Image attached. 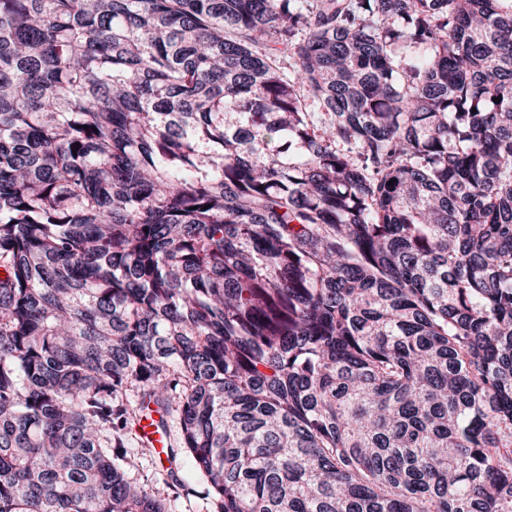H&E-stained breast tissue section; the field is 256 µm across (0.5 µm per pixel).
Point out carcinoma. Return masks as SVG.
Segmentation results:
<instances>
[{
    "instance_id": "carcinoma-1",
    "label": "carcinoma",
    "mask_w": 512,
    "mask_h": 512,
    "mask_svg": "<svg viewBox=\"0 0 512 512\" xmlns=\"http://www.w3.org/2000/svg\"><path fill=\"white\" fill-rule=\"evenodd\" d=\"M0 269V512H512V0H0ZM167 421L168 417L152 406L138 421L136 434L144 444L153 448L154 455L165 462L167 468H172L176 461L172 457ZM137 435L129 438L123 463L132 481L164 498L169 512H215L204 479L183 460L177 471L168 473L157 458L141 455Z\"/></svg>"
}]
</instances>
